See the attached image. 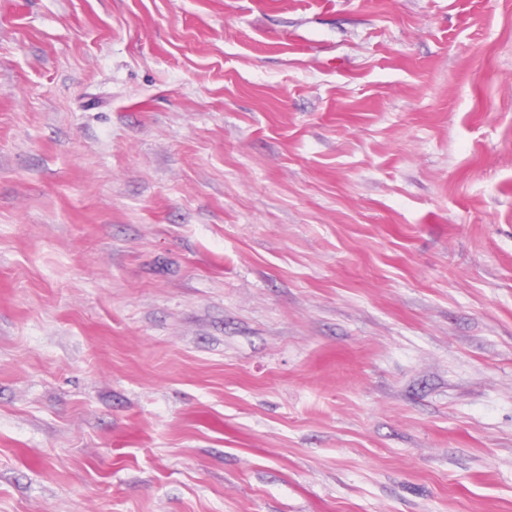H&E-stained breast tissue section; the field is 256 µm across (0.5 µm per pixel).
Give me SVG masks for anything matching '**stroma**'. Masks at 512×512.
<instances>
[{"mask_svg":"<svg viewBox=\"0 0 512 512\" xmlns=\"http://www.w3.org/2000/svg\"><path fill=\"white\" fill-rule=\"evenodd\" d=\"M0 512H512V0H0Z\"/></svg>","mask_w":512,"mask_h":512,"instance_id":"35a3bbf8","label":"stroma"}]
</instances>
